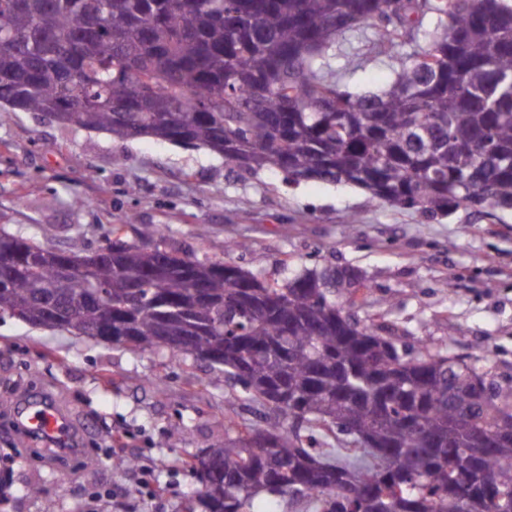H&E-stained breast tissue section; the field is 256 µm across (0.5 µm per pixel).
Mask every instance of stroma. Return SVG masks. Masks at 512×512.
<instances>
[{
    "label": "stroma",
    "instance_id": "obj_1",
    "mask_svg": "<svg viewBox=\"0 0 512 512\" xmlns=\"http://www.w3.org/2000/svg\"><path fill=\"white\" fill-rule=\"evenodd\" d=\"M340 50L360 63L343 80L350 90L393 80L361 34H346ZM120 223L127 241L161 225L171 245L270 280L351 270L366 285L360 316L393 327L400 344L431 342L512 379L510 211L432 217L351 185L252 174L205 148L116 141L34 112L0 126V225L56 250L94 252ZM232 241L249 251L228 254ZM31 398L67 415L77 451H46L19 430L18 406ZM229 415L261 423L240 388L205 363L0 317V470L9 475L0 512H44L49 502L54 512H190L200 484L187 460L223 440ZM122 455L135 466L113 467Z\"/></svg>",
    "mask_w": 512,
    "mask_h": 512
}]
</instances>
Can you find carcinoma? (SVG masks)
<instances>
[{
  "mask_svg": "<svg viewBox=\"0 0 512 512\" xmlns=\"http://www.w3.org/2000/svg\"><path fill=\"white\" fill-rule=\"evenodd\" d=\"M417 3L0 0V124L39 112L429 215L512 211V3ZM368 20L395 77L341 91L336 41ZM347 275L267 280L161 226L92 253L0 228V313L202 360L263 414L261 428L224 419V440L191 460L208 471L201 512H245L261 493L311 512H501L512 384L358 319L363 301L322 287Z\"/></svg>",
  "mask_w": 512,
  "mask_h": 512,
  "instance_id": "obj_1",
  "label": "carcinoma"
}]
</instances>
